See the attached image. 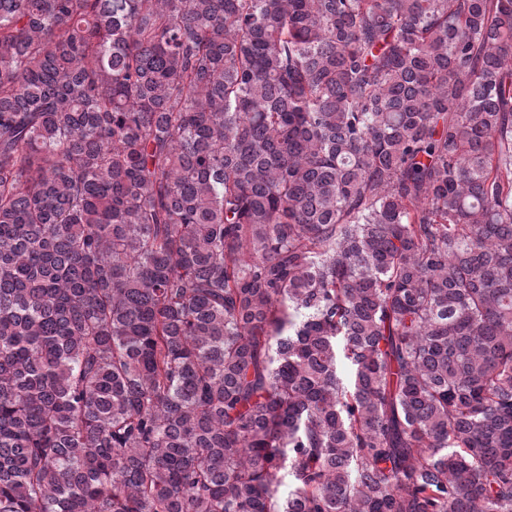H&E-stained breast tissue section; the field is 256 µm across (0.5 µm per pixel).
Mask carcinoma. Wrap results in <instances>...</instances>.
Here are the masks:
<instances>
[{
	"instance_id": "obj_1",
	"label": "carcinoma",
	"mask_w": 512,
	"mask_h": 512,
	"mask_svg": "<svg viewBox=\"0 0 512 512\" xmlns=\"http://www.w3.org/2000/svg\"><path fill=\"white\" fill-rule=\"evenodd\" d=\"M0 512H512V0H0Z\"/></svg>"
}]
</instances>
